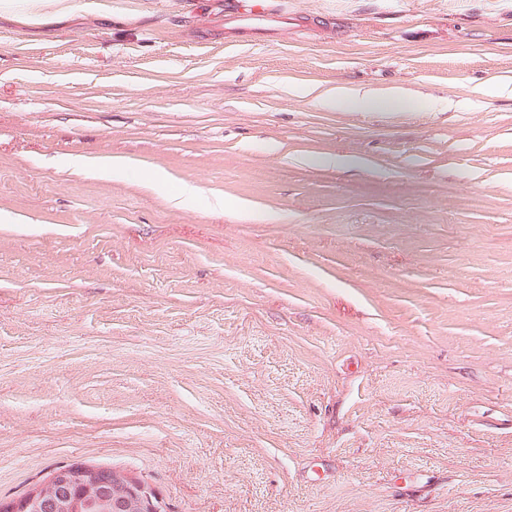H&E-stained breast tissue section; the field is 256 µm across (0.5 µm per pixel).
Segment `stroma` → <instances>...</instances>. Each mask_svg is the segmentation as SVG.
Segmentation results:
<instances>
[{
  "instance_id": "35a3bbf8",
  "label": "stroma",
  "mask_w": 512,
  "mask_h": 512,
  "mask_svg": "<svg viewBox=\"0 0 512 512\" xmlns=\"http://www.w3.org/2000/svg\"><path fill=\"white\" fill-rule=\"evenodd\" d=\"M224 2L0 12V501L86 464L166 512H512V0L235 46ZM320 98L330 108L355 111H368L379 107L396 109L404 103V96L400 89H394L385 95H377L371 91L356 88L336 87L323 91Z\"/></svg>"
}]
</instances>
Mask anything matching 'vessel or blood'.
<instances>
[{
    "label": "vessel or blood",
    "mask_w": 512,
    "mask_h": 512,
    "mask_svg": "<svg viewBox=\"0 0 512 512\" xmlns=\"http://www.w3.org/2000/svg\"><path fill=\"white\" fill-rule=\"evenodd\" d=\"M290 13L275 0H252L243 7L231 0L224 8V23L230 42L274 41L288 27Z\"/></svg>",
    "instance_id": "1"
}]
</instances>
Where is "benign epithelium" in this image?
<instances>
[{"label": "benign epithelium", "instance_id": "1", "mask_svg": "<svg viewBox=\"0 0 512 512\" xmlns=\"http://www.w3.org/2000/svg\"><path fill=\"white\" fill-rule=\"evenodd\" d=\"M161 512L153 490L139 478L99 467L73 465L53 471L23 495L0 503V512Z\"/></svg>", "mask_w": 512, "mask_h": 512}]
</instances>
